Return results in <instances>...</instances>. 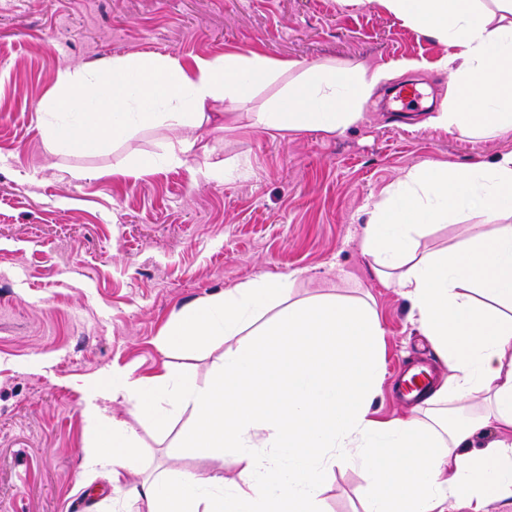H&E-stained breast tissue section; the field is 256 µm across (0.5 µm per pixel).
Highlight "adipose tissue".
I'll use <instances>...</instances> for the list:
<instances>
[{"instance_id":"adipose-tissue-1","label":"adipose tissue","mask_w":512,"mask_h":512,"mask_svg":"<svg viewBox=\"0 0 512 512\" xmlns=\"http://www.w3.org/2000/svg\"><path fill=\"white\" fill-rule=\"evenodd\" d=\"M395 16L446 41L440 60L453 79L429 126L497 138L512 133V0H381ZM296 71L294 83L249 126L270 136L343 132L388 80L386 70L324 65L297 70L254 54L198 59H113L108 79L88 70L64 72L38 116L48 151L86 149L146 128L177 132L163 158L180 164L201 128L225 129L228 113L254 91ZM223 111H216V104ZM406 198L373 202L362 248L378 278L408 298L422 333L448 365L424 416L380 421L370 399L382 380V324L366 302L322 298L290 302L288 277L264 278L186 307L159 339L162 351L184 353L213 338L239 335L253 314L278 307L264 342L224 354L211 383L187 386L176 365L146 376L113 371L84 417L97 435L84 469L120 484L140 460L139 438L104 403L121 396L140 417L165 421L167 404L190 409L181 445L202 459L249 458L231 480V496L206 490L211 476L162 475L136 497L146 512H320L324 475L345 454L361 467L370 495L365 512H489L512 500V151L451 170L428 164L401 181ZM479 216L468 239L441 251L416 252L415 226L441 223L460 207ZM482 395L475 412L464 401Z\"/></svg>"}]
</instances>
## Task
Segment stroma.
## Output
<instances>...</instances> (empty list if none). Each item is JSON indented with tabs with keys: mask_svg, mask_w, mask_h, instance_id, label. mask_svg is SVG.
Here are the masks:
<instances>
[{
	"mask_svg": "<svg viewBox=\"0 0 512 512\" xmlns=\"http://www.w3.org/2000/svg\"><path fill=\"white\" fill-rule=\"evenodd\" d=\"M449 48L396 17L378 0H0V512H136L133 489L171 470L232 478L236 457L201 460L180 448L189 412L165 427L133 418L141 470L120 486L81 468L96 444L83 408L112 372L147 375L167 357L158 338L190 304L264 277L292 278L291 298L368 302L384 328L376 418H404L413 405L392 391L398 374L448 368L396 288L382 284L361 247L371 201L388 197L411 168L457 169L512 150V135L467 137L426 126L448 94L439 60ZM258 53L308 67L362 64L393 78L362 105L344 132L270 138L211 131L205 178L200 157L162 164L175 134L144 129L93 150L48 152L37 111L64 71L105 68L113 58ZM419 70L399 73L400 62ZM415 84L409 107L391 89ZM154 158L133 181L120 169ZM477 218L464 210L418 228V251L464 241ZM266 312L230 340L213 339L190 361L186 383L205 384L227 350L259 341ZM362 470L337 458L321 487L322 512H364Z\"/></svg>",
	"mask_w": 512,
	"mask_h": 512,
	"instance_id": "35a3bbf8",
	"label": "stroma"
}]
</instances>
